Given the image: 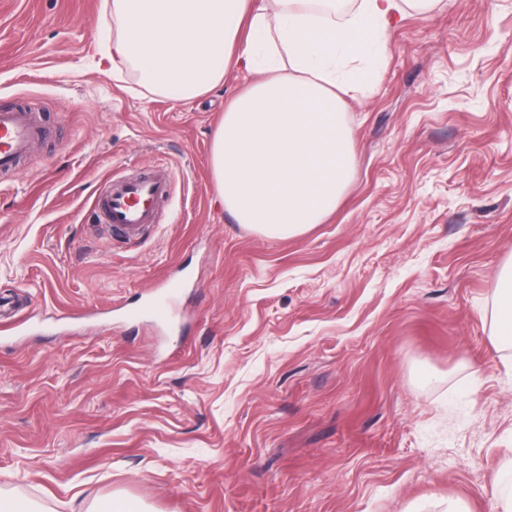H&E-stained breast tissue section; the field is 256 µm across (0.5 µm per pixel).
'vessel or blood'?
I'll use <instances>...</instances> for the list:
<instances>
[{"instance_id":"vessel-or-blood-1","label":"vessel or blood","mask_w":512,"mask_h":512,"mask_svg":"<svg viewBox=\"0 0 512 512\" xmlns=\"http://www.w3.org/2000/svg\"><path fill=\"white\" fill-rule=\"evenodd\" d=\"M42 135L43 129L31 112L0 106V173L13 171ZM170 191L168 169L159 164L135 178L111 179L98 195L94 212L98 222L110 225L124 243H135L159 223L158 204Z\"/></svg>"}]
</instances>
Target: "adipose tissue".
<instances>
[{"mask_svg": "<svg viewBox=\"0 0 512 512\" xmlns=\"http://www.w3.org/2000/svg\"><path fill=\"white\" fill-rule=\"evenodd\" d=\"M112 0L113 74L192 100L233 73L251 80L224 103L211 146L221 204L235 223L288 238L335 212L355 168L337 88L369 82L404 0ZM496 342L512 349V268L496 277Z\"/></svg>", "mask_w": 512, "mask_h": 512, "instance_id": "ef3b65f1", "label": "adipose tissue"}]
</instances>
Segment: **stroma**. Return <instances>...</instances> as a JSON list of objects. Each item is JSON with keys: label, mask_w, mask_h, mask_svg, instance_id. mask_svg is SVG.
I'll list each match as a JSON object with an SVG mask.
<instances>
[{"label": "stroma", "mask_w": 512, "mask_h": 512, "mask_svg": "<svg viewBox=\"0 0 512 512\" xmlns=\"http://www.w3.org/2000/svg\"><path fill=\"white\" fill-rule=\"evenodd\" d=\"M103 0H0V102L45 129L0 175V500L88 512H492L512 472V0L407 8L344 96L355 170L289 238L233 223L211 139L249 81L191 101L113 79ZM166 163L128 245L106 180ZM181 283L182 333L155 312ZM495 341L512 349V265L496 277Z\"/></svg>", "instance_id": "obj_1"}]
</instances>
